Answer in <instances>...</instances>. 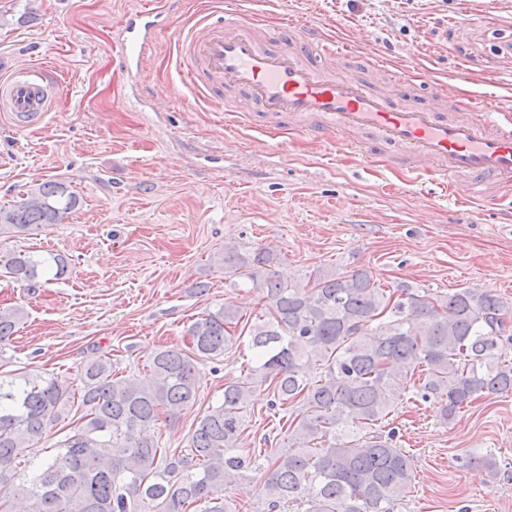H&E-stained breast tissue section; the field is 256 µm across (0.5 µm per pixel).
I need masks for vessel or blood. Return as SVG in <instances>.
I'll list each match as a JSON object with an SVG mask.
<instances>
[{
	"mask_svg": "<svg viewBox=\"0 0 512 512\" xmlns=\"http://www.w3.org/2000/svg\"><path fill=\"white\" fill-rule=\"evenodd\" d=\"M170 19L158 0H144L124 15L117 46L126 71L139 72L151 60ZM174 45L179 73L198 96L220 102L225 94L235 95L268 130L293 121L303 138L346 148L345 134L354 129L396 147L413 174L429 176L439 188H447L449 176H461L475 199L487 202L499 190L512 189V117H504L494 98L465 119L450 116L437 98L400 100L398 93L348 78L347 70L361 65V57L309 21L267 41L258 21L240 11L228 12L220 25L199 13L179 30ZM0 70L7 73L0 80V111L19 122H38L50 109L56 71L25 74L9 61Z\"/></svg>",
	"mask_w": 512,
	"mask_h": 512,
	"instance_id": "vessel-or-blood-1",
	"label": "vessel or blood"
}]
</instances>
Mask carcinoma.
<instances>
[{
  "label": "carcinoma",
  "instance_id": "cac0c4a2",
  "mask_svg": "<svg viewBox=\"0 0 512 512\" xmlns=\"http://www.w3.org/2000/svg\"><path fill=\"white\" fill-rule=\"evenodd\" d=\"M76 205L63 183L46 182L22 205L0 210V232L57 224ZM223 262L262 293L265 308L244 325L232 302L201 316L188 327L192 353L159 350L148 383L117 377L108 357L83 369L79 392L53 375L0 380V512H231L232 478L259 468L261 512L290 504L303 512H398L414 480L412 460L375 423L410 394L451 421L479 398L512 392V361L500 350L512 302L475 288H384L366 268L317 269L292 285L276 276L279 255L265 247L227 249ZM67 269L60 254L20 250L0 274L34 288ZM22 318L20 309L0 311V342ZM239 324L250 362L224 382L223 400L185 447H159L151 428L160 412L175 417L196 402L197 363L243 343L231 334ZM264 386L269 409L291 406V421L287 446L263 468L245 450V431L251 398ZM77 401L82 424L35 461L36 445Z\"/></svg>",
  "mask_w": 512,
  "mask_h": 512
}]
</instances>
